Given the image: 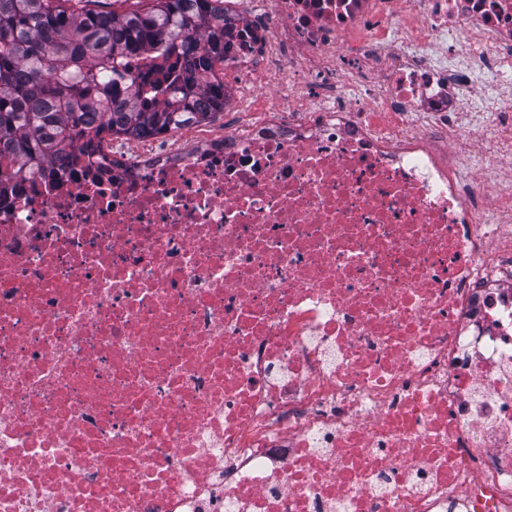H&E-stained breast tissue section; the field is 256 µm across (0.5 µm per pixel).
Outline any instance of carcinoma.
Segmentation results:
<instances>
[{
	"mask_svg": "<svg viewBox=\"0 0 512 512\" xmlns=\"http://www.w3.org/2000/svg\"><path fill=\"white\" fill-rule=\"evenodd\" d=\"M91 0H0V196L20 188L27 171L78 140L160 135L187 122L209 123L224 111V86L197 84L224 62L223 0H149L124 13ZM164 44L193 63L184 85L137 96L116 69ZM212 111H195L196 92Z\"/></svg>",
	"mask_w": 512,
	"mask_h": 512,
	"instance_id": "carcinoma-1",
	"label": "carcinoma"
}]
</instances>
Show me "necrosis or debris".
<instances>
[{"label":"necrosis or debris","mask_w":512,"mask_h":512,"mask_svg":"<svg viewBox=\"0 0 512 512\" xmlns=\"http://www.w3.org/2000/svg\"><path fill=\"white\" fill-rule=\"evenodd\" d=\"M215 74L0 198V512H512V0H224Z\"/></svg>","instance_id":"1"}]
</instances>
